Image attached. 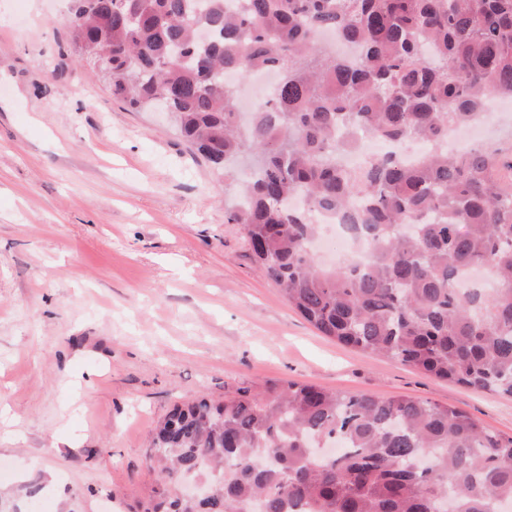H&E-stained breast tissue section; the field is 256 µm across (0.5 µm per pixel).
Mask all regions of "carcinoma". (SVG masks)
Here are the masks:
<instances>
[{"label": "carcinoma", "instance_id": "carcinoma-1", "mask_svg": "<svg viewBox=\"0 0 512 512\" xmlns=\"http://www.w3.org/2000/svg\"><path fill=\"white\" fill-rule=\"evenodd\" d=\"M100 2L71 0L75 54L106 47L112 95L135 112L165 97L187 143L237 183L225 223L290 306L345 346L512 397V145L428 149L512 97V0ZM324 32L358 58L336 57ZM259 70L279 83L243 125L235 81ZM364 136L387 149L348 171L339 157ZM338 215L366 260L326 268L310 244ZM479 268L489 292L466 281ZM149 458L166 512L512 503V436L429 401L295 382L174 406ZM187 472L210 485L205 502L181 499Z\"/></svg>", "mask_w": 512, "mask_h": 512}]
</instances>
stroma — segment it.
<instances>
[{
    "label": "stroma",
    "mask_w": 512,
    "mask_h": 512,
    "mask_svg": "<svg viewBox=\"0 0 512 512\" xmlns=\"http://www.w3.org/2000/svg\"><path fill=\"white\" fill-rule=\"evenodd\" d=\"M65 0H0V489L39 512H144L174 405L296 381L408 396L512 436V398L322 336L224 222L234 189L167 115L78 59Z\"/></svg>",
    "instance_id": "obj_1"
}]
</instances>
